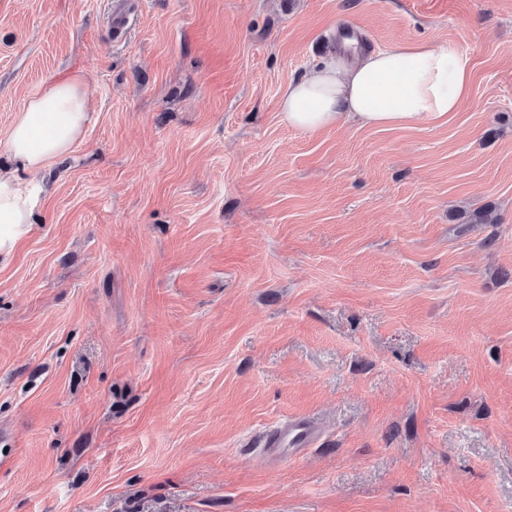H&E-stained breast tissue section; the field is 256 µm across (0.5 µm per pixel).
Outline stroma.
Listing matches in <instances>:
<instances>
[{"label": "stroma", "instance_id": "1", "mask_svg": "<svg viewBox=\"0 0 512 512\" xmlns=\"http://www.w3.org/2000/svg\"><path fill=\"white\" fill-rule=\"evenodd\" d=\"M113 2L0 0V146L90 84L0 267V512H512V0ZM350 24L466 58L459 110L288 127ZM323 427L316 416H295L284 420L261 437V448H268L280 461L294 459L305 449L319 445Z\"/></svg>", "mask_w": 512, "mask_h": 512}]
</instances>
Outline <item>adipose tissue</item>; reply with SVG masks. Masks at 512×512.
Returning a JSON list of instances; mask_svg holds the SVG:
<instances>
[{
    "label": "adipose tissue",
    "instance_id": "adipose-tissue-1",
    "mask_svg": "<svg viewBox=\"0 0 512 512\" xmlns=\"http://www.w3.org/2000/svg\"><path fill=\"white\" fill-rule=\"evenodd\" d=\"M467 60L445 46L398 42L357 54L332 56L284 89L280 111L288 126L316 134L343 122L398 127L434 121L457 111L471 88ZM84 76L44 81L16 114L0 168V263L10 261L32 230L34 197L16 172L36 174L67 154L88 120Z\"/></svg>",
    "mask_w": 512,
    "mask_h": 512
}]
</instances>
